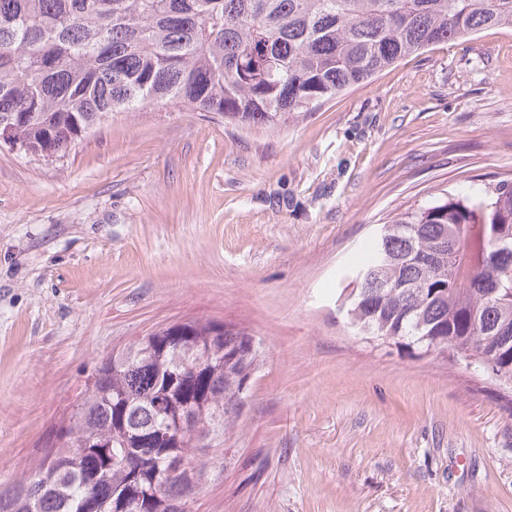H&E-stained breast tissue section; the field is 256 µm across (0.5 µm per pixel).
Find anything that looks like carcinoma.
<instances>
[{"label":"carcinoma","mask_w":512,"mask_h":512,"mask_svg":"<svg viewBox=\"0 0 512 512\" xmlns=\"http://www.w3.org/2000/svg\"><path fill=\"white\" fill-rule=\"evenodd\" d=\"M512 28V0H0V131L65 158L114 112L186 103L249 125L308 112L430 46ZM351 324L477 358L512 386V181L408 208L341 293ZM214 321L102 358L0 512H187L194 431L236 422L262 343Z\"/></svg>","instance_id":"1"}]
</instances>
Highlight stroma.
<instances>
[{"label": "stroma", "mask_w": 512, "mask_h": 512, "mask_svg": "<svg viewBox=\"0 0 512 512\" xmlns=\"http://www.w3.org/2000/svg\"><path fill=\"white\" fill-rule=\"evenodd\" d=\"M512 180V28L274 126L117 112L60 163L0 148V483L103 357L215 320L262 343L188 512H512V413L465 361L366 338L339 295L379 225Z\"/></svg>", "instance_id": "obj_1"}]
</instances>
